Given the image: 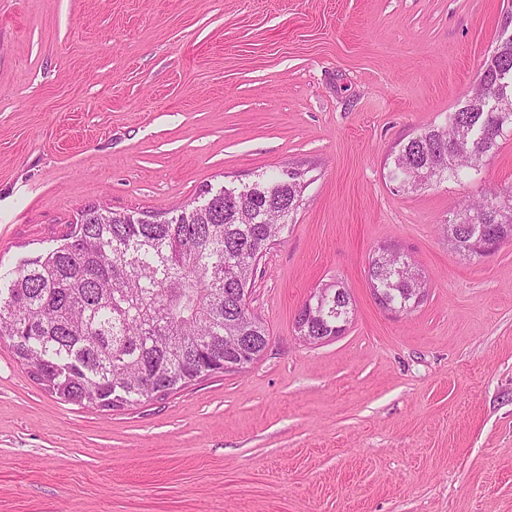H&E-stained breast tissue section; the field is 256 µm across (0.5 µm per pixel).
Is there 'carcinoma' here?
Wrapping results in <instances>:
<instances>
[{
    "label": "carcinoma",
    "mask_w": 512,
    "mask_h": 512,
    "mask_svg": "<svg viewBox=\"0 0 512 512\" xmlns=\"http://www.w3.org/2000/svg\"><path fill=\"white\" fill-rule=\"evenodd\" d=\"M512 80V38L484 62L475 90L448 113L398 144L388 178L417 192L475 176L512 134L501 112V74ZM307 171L288 167L240 187L207 186L166 213L81 212L60 243L0 277V341L42 388L63 402L118 410L150 402L202 377L240 372L264 352L268 332L248 313L258 265L293 222ZM459 252L482 236L512 241V192L486 191L441 225ZM373 251L367 277L379 304L410 311L425 276L404 252ZM354 315L341 281L310 295L294 319L299 336H338Z\"/></svg>",
    "instance_id": "carcinoma-1"
}]
</instances>
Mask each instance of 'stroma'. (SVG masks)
Wrapping results in <instances>:
<instances>
[{
	"mask_svg": "<svg viewBox=\"0 0 512 512\" xmlns=\"http://www.w3.org/2000/svg\"><path fill=\"white\" fill-rule=\"evenodd\" d=\"M512 0H0V269L89 205L158 211L286 166L310 183L248 299L269 332L243 372L120 410L47 393L0 342V512H512V243L462 262L439 226L512 189V137L480 175L417 193L396 143L441 124ZM424 271L388 313L370 251ZM343 281L342 336L298 340ZM351 294L342 281H333L318 288L310 295L294 319V332L299 339L308 341L310 336H321L315 342H325L341 336L354 315Z\"/></svg>",
	"mask_w": 512,
	"mask_h": 512,
	"instance_id": "1",
	"label": "stroma"
}]
</instances>
